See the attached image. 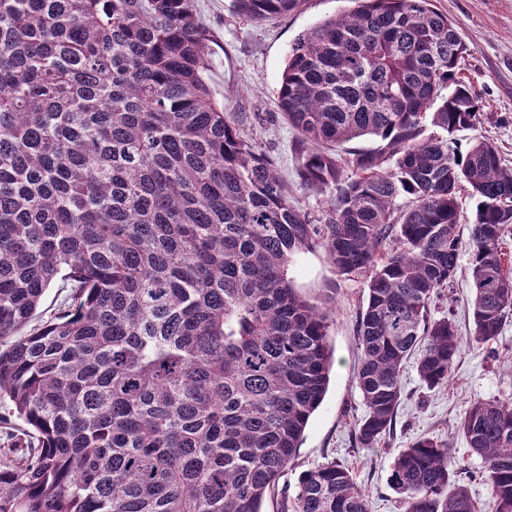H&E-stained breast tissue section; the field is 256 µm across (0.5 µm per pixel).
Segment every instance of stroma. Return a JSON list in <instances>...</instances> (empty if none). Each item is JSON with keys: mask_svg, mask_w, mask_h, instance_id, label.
I'll return each instance as SVG.
<instances>
[{"mask_svg": "<svg viewBox=\"0 0 512 512\" xmlns=\"http://www.w3.org/2000/svg\"><path fill=\"white\" fill-rule=\"evenodd\" d=\"M455 23L466 52L460 75L479 94L484 115L475 129L458 133L461 146L483 138L493 142L504 164L512 166V0H433ZM209 32L207 81L216 103L245 135L272 160L300 207L316 223L327 215L326 195L305 188L299 176L301 157L295 149L298 132L276 105L288 52L299 34L316 23L350 10L349 0H303L295 12L271 21L248 19L235 12L232 0H195ZM299 293L330 311L329 342L334 364L325 397L311 416L285 482L296 492L299 475L319 464L336 461L348 467L370 499L371 512H403L388 479L398 452L421 437L446 441L464 459V480L480 512H486L490 490L481 475L482 462L455 435L457 421L476 400L512 399V318L488 349L464 345L444 386L430 390L422 383L416 357L401 372L402 399L390 435L372 449L353 443V427L366 408L355 374L360 350L356 324L366 304L364 277L335 272L324 251L307 253L289 267ZM472 279L468 255H460L454 289L445 301L454 311L462 335L472 330L467 305Z\"/></svg>", "mask_w": 512, "mask_h": 512, "instance_id": "35a3bbf8", "label": "stroma"}]
</instances>
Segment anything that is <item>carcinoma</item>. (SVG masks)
<instances>
[{
    "mask_svg": "<svg viewBox=\"0 0 512 512\" xmlns=\"http://www.w3.org/2000/svg\"><path fill=\"white\" fill-rule=\"evenodd\" d=\"M300 34L277 106L299 134L314 224L215 102L193 0H0V404L26 429L0 455V512H264L329 381V315L293 260L325 250L369 274L357 323L366 406L356 447L395 424L421 348L429 389L464 342L512 315V168L454 133L482 105L464 44L432 0H350ZM301 0H233L275 19ZM344 173L333 147L365 137ZM471 335L432 304L454 280L461 191ZM62 310L28 334L47 288ZM490 512H512V401L457 425ZM448 444L421 438L389 478L404 512H477ZM293 512H370L353 472L303 471Z\"/></svg>",
    "mask_w": 512,
    "mask_h": 512,
    "instance_id": "obj_1",
    "label": "carcinoma"
}]
</instances>
